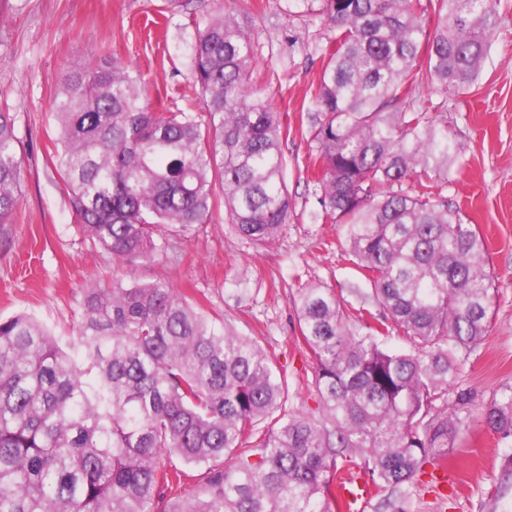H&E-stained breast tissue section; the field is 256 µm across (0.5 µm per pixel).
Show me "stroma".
Wrapping results in <instances>:
<instances>
[{
    "label": "stroma",
    "mask_w": 512,
    "mask_h": 512,
    "mask_svg": "<svg viewBox=\"0 0 512 512\" xmlns=\"http://www.w3.org/2000/svg\"><path fill=\"white\" fill-rule=\"evenodd\" d=\"M256 45L255 74L270 87L288 159L290 218L277 240L256 248L236 234L223 209L173 236L166 257L134 260L129 273L166 282L212 316L249 337L288 379L286 407H316L314 359L300 337L293 301L311 286L346 294L359 277L345 261L339 225L323 223L313 134L321 49L332 35L305 0H226ZM0 103H8L23 157L22 196L0 229V316L24 312L50 328L59 344L83 315V291L112 280L107 251L77 231L70 197L53 165L57 91L67 69L117 56L149 84L151 109L186 107L193 83L196 27L214 0H0ZM501 24L468 94L435 97L431 116L455 154L444 194L484 238L493 279L491 325L469 356L456 387L473 417L437 465L409 486L408 512H512V494L495 485L512 445L498 443L479 413L512 385V0H501Z\"/></svg>",
    "instance_id": "stroma-1"
}]
</instances>
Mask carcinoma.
<instances>
[{"instance_id": "carcinoma-1", "label": "carcinoma", "mask_w": 512, "mask_h": 512, "mask_svg": "<svg viewBox=\"0 0 512 512\" xmlns=\"http://www.w3.org/2000/svg\"><path fill=\"white\" fill-rule=\"evenodd\" d=\"M336 30L315 104L319 217L340 224L367 288L294 299L318 405L288 413V381L254 342L162 283L93 282L67 348L32 316L0 319V512H337L338 458L378 491L400 490L467 425L457 396L487 335L486 245L443 189L454 149L415 84L458 96L477 81L500 16L493 0H318ZM256 46L216 0L197 27L201 111H150L116 56L64 74L57 172L78 231L114 262L163 256L168 235L224 206L266 248L290 215L282 127L253 79ZM14 117L0 107V227L20 201ZM371 306L409 350L351 313ZM512 443V386L483 415ZM206 468L198 490L173 497Z\"/></svg>"}]
</instances>
